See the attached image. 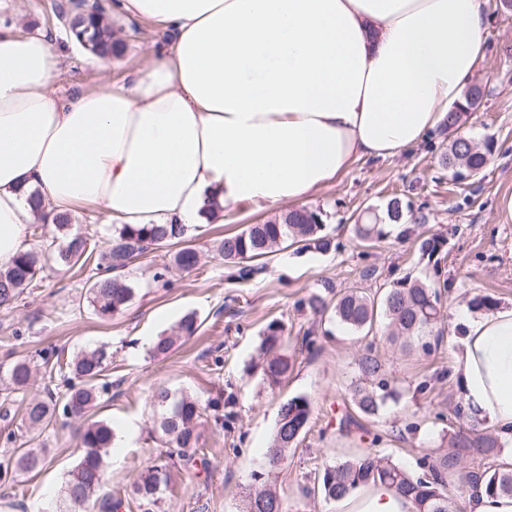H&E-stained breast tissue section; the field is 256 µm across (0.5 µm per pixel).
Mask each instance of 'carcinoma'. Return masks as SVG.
<instances>
[{
  "label": "carcinoma",
  "instance_id": "1",
  "mask_svg": "<svg viewBox=\"0 0 512 512\" xmlns=\"http://www.w3.org/2000/svg\"><path fill=\"white\" fill-rule=\"evenodd\" d=\"M63 26L70 37L84 36L90 42L89 51L107 57L114 54L119 42L114 38L112 21L104 9L95 3H75L73 8L59 13ZM483 97L480 88L469 89L463 101L448 111V127L461 126L469 114L476 111ZM494 151V142L487 139L483 148L475 144L453 139L448 151L440 156L441 165L448 169L451 180L456 183L474 182L483 174L486 159ZM323 211L303 208L288 212L278 221L250 224L241 233L227 236L217 246L219 255L229 263L249 262L266 257L273 249L284 244H312L326 250L330 241L321 235ZM55 229L68 239L66 246L56 255L59 266L86 270L87 262L96 249V240L90 234H71L70 219L56 220ZM184 237V227L179 224H114L112 237L88 278L87 299L94 313L100 318H109L120 313L131 300L134 288L112 276L132 264L146 252L179 244ZM177 266L190 272L199 265V254L192 247H183L175 255ZM41 258L33 250L18 254L12 264L0 269V308L14 307L29 288L38 286L42 270ZM447 288L448 281L429 285L419 281H405L388 289L381 297H370L356 289H350L336 298V319L356 332H370L378 312H383L389 325L399 334L408 337L424 336L436 330L440 317L439 288ZM270 333L261 342V350L267 355L263 364V376L271 386L280 384L288 374L291 364L288 357L276 352L280 336L278 329L269 326ZM197 330L196 317L185 316L178 325V335L159 336L154 343L157 354L172 350L181 337H189ZM41 362L31 358H15L10 363L0 362V384L5 397L14 394L25 400L22 423L26 432L16 435L12 430L4 435V444L13 445V453L0 461V480L7 482L22 473L41 470L47 457L45 449L36 447V441L50 424L62 418H83L108 391L106 372L111 364V353L98 346L77 354L64 362L52 360V355L43 354ZM58 366L63 374L65 390L57 393L46 388L37 389V366ZM362 369L366 375L378 378L376 386L361 387L354 394L355 405L366 416L378 414L381 406L392 397L387 390V380L381 378L382 366L376 358H362ZM152 399L161 409L158 428L168 448L178 449L177 456L184 462L196 461L204 453L199 447L204 409L212 411L213 422L224 426V396L210 399L203 405L196 398L175 395L165 389L152 393ZM311 414L309 403L300 397L280 405L271 445L267 449L268 463L277 467L288 458L306 428ZM113 428L106 421L98 420L79 430V441L83 455L69 471L63 487L65 512H84L89 508L97 491L105 482L104 463L112 449ZM502 444L491 435L483 434L471 426L460 429L454 436L452 451L422 464L423 472L414 475L389 457L377 451H367L355 459L345 461L323 470L321 490L329 500L352 494L369 482H380L393 488L398 494L412 501L414 512H449L448 478L453 477L462 488L484 489L491 495H512V468H496L471 471L460 468L463 454L484 459L499 455ZM168 490L167 466L152 464L137 483L134 493L144 512H152V506L162 499ZM245 512H283L282 501L270 490L247 496Z\"/></svg>",
  "mask_w": 512,
  "mask_h": 512
}]
</instances>
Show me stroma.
<instances>
[{"mask_svg": "<svg viewBox=\"0 0 512 512\" xmlns=\"http://www.w3.org/2000/svg\"><path fill=\"white\" fill-rule=\"evenodd\" d=\"M58 2L0 0V25L28 35L57 33L65 48L62 90L94 87L105 75L87 64L86 52L58 23L53 10ZM487 11L485 56L472 77L484 99L463 127L476 142H495L479 181L454 184L440 166L454 135L441 124L397 156L358 162L308 200V207L328 214L323 230L328 250L296 244L255 261L251 278L239 279L237 265L214 253L215 241L281 216L292 205H238L227 223L190 231L201 254L197 270L178 269L170 247L150 251L124 269L120 278L135 293L114 317H98L89 306L86 274H62L49 264L38 288L23 294L14 309L0 310V361L10 353L31 358L44 349L65 359L88 347L111 349V388L89 418L135 428L120 450V462L108 464L101 490L122 500L120 512H142L130 489L165 449L153 431L157 409L150 394L156 387L204 401L224 396L228 416L223 426L208 422L202 429L206 466L169 464L170 488L154 512H242L245 496L267 484L276 488L284 512H336L335 502L319 488L325 467L372 447L413 471L419 458L437 455L467 425L449 353L461 333L456 312L481 296L491 297L497 307H512V11L497 0H489ZM112 27L123 44L106 75L114 81L139 70L149 52L165 42L158 28L121 15L113 16ZM394 197L408 204L419 223H386L381 238L361 239L357 225L384 216ZM426 238L442 241L440 266L422 258L420 243ZM437 275L451 284L441 297V333L413 341L408 351L391 342L385 318L365 336L338 322L329 309L351 288L380 295L396 282H429ZM315 295L323 296L326 309L311 308ZM190 313L197 316L194 335L154 356L153 339L170 333ZM273 322L283 328L280 351L293 363L275 388L263 379L259 350ZM309 333L314 336L310 346L304 342ZM369 352L397 393L374 416L361 414L353 402L356 388L369 383L360 365ZM294 397L309 402L310 419L287 464L273 468L265 453L277 412ZM39 443L49 452L47 465L0 483V512L50 507L81 454L72 423H53Z\"/></svg>", "mask_w": 512, "mask_h": 512, "instance_id": "obj_1", "label": "stroma"}]
</instances>
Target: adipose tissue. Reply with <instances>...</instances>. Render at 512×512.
<instances>
[{"instance_id":"1","label":"adipose tissue","mask_w":512,"mask_h":512,"mask_svg":"<svg viewBox=\"0 0 512 512\" xmlns=\"http://www.w3.org/2000/svg\"><path fill=\"white\" fill-rule=\"evenodd\" d=\"M165 30L131 79L58 93L57 36L0 27V268L27 227L223 219L301 202L418 144L484 55V0H118ZM452 366L472 424L512 436V307L461 311ZM338 512H412L386 485Z\"/></svg>"}]
</instances>
